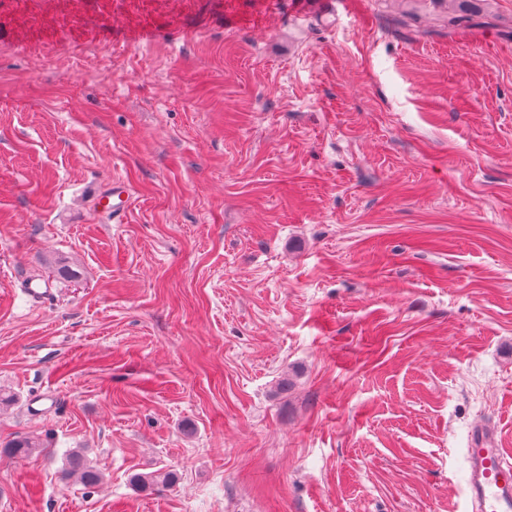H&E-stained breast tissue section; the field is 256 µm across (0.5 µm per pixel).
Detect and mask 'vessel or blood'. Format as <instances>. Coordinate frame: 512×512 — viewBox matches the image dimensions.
Returning a JSON list of instances; mask_svg holds the SVG:
<instances>
[{
	"label": "vessel or blood",
	"mask_w": 512,
	"mask_h": 512,
	"mask_svg": "<svg viewBox=\"0 0 512 512\" xmlns=\"http://www.w3.org/2000/svg\"><path fill=\"white\" fill-rule=\"evenodd\" d=\"M130 204L124 182H113L112 194L103 203L111 210L113 222L122 221ZM467 462L469 512H512V457L495 446L491 427L473 430Z\"/></svg>",
	"instance_id": "vessel-or-blood-1"
}]
</instances>
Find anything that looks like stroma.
Segmentation results:
<instances>
[{"instance_id":"1","label":"stroma","mask_w":512,"mask_h":512,"mask_svg":"<svg viewBox=\"0 0 512 512\" xmlns=\"http://www.w3.org/2000/svg\"><path fill=\"white\" fill-rule=\"evenodd\" d=\"M0 389L48 443L0 512H465L472 430L512 453V0H0ZM130 204L131 195L124 182L113 181L112 195L105 198L103 203L105 209L112 211V221L121 222L126 216ZM64 473L66 476L78 474L81 482L89 487L97 485L102 480L101 473L90 464L80 448L66 454ZM130 481L142 492H153L160 487H172L176 482V474L172 471L165 472L163 475L135 474Z\"/></svg>"}]
</instances>
